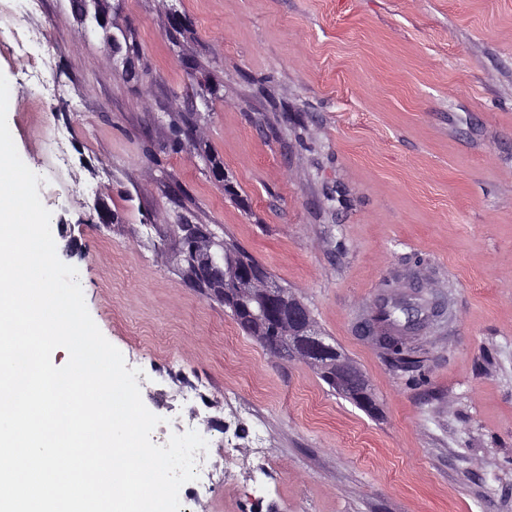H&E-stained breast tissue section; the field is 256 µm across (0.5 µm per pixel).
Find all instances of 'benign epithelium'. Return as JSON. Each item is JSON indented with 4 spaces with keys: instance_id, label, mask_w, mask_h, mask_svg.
<instances>
[{
    "instance_id": "benign-epithelium-1",
    "label": "benign epithelium",
    "mask_w": 512,
    "mask_h": 512,
    "mask_svg": "<svg viewBox=\"0 0 512 512\" xmlns=\"http://www.w3.org/2000/svg\"><path fill=\"white\" fill-rule=\"evenodd\" d=\"M116 12L114 0H90L85 13L77 17L80 31L98 29L93 22H104ZM105 40L110 49L112 62L123 63L129 80L138 78L134 55L122 53L117 37L109 33ZM181 266L183 276L193 284L207 277L224 283V304L236 310L240 306L253 305L251 312L252 335L260 343H266L265 332L269 323H275L279 338L271 346V353L279 358L302 361L329 379L336 390L348 400L371 411L377 405L363 372L354 365L326 336L309 308L294 294L277 287L272 274L263 269L251 268L241 263L237 249L229 242L224 244V254L214 252L211 240H195L184 256ZM363 330L380 348H389L398 334L379 330L370 317H365Z\"/></svg>"
}]
</instances>
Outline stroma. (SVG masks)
I'll return each mask as SVG.
<instances>
[{
  "label": "stroma",
  "instance_id": "obj_1",
  "mask_svg": "<svg viewBox=\"0 0 512 512\" xmlns=\"http://www.w3.org/2000/svg\"><path fill=\"white\" fill-rule=\"evenodd\" d=\"M113 22L139 80L79 37L69 0H0V73L22 87L8 127L56 248L163 419L152 442L180 423L211 448L180 512H512V0H122ZM16 31L48 43L46 65ZM200 78L219 89L206 104ZM179 115L200 147L175 149ZM182 224L292 290L377 413L190 285ZM388 280L410 303L452 297L406 375L360 330Z\"/></svg>",
  "mask_w": 512,
  "mask_h": 512
}]
</instances>
